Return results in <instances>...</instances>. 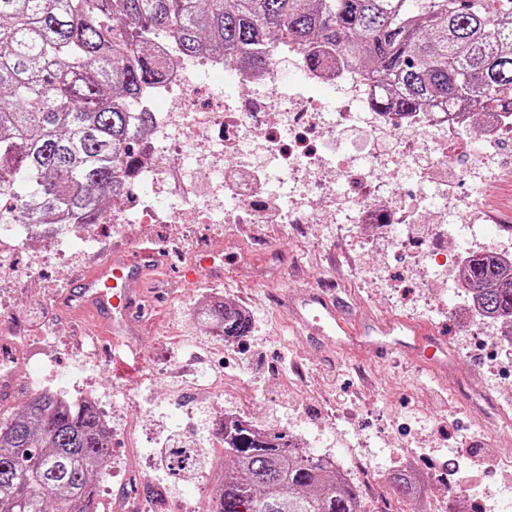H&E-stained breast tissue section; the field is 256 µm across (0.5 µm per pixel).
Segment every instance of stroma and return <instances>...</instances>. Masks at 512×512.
<instances>
[{"label": "stroma", "mask_w": 512, "mask_h": 512, "mask_svg": "<svg viewBox=\"0 0 512 512\" xmlns=\"http://www.w3.org/2000/svg\"><path fill=\"white\" fill-rule=\"evenodd\" d=\"M495 223L481 224V239L512 225V170L490 190ZM381 229L372 250L333 224H121L78 225L52 239L19 236L0 223L11 244L0 259V342L21 346L22 369L0 414L18 412L36 391L70 398L92 393L111 417L110 465L98 474L99 512H116L128 463H137L162 497L147 495L143 512H180L204 499V475L217 460L214 431L232 409L284 432L315 453L340 460L365 508L387 500L391 512H416L391 498L392 470L413 463L430 478V512H512V471L479 430L482 395L512 404V376L491 358L464 350L472 331L500 341L495 327H477L465 293L449 295L410 254L393 249ZM160 260L147 273L138 300L140 324L128 341L137 359L98 352L89 334L94 317L64 305L68 288L101 263L137 247ZM204 251L223 258L220 278L186 287L178 270ZM335 291L357 318L404 317L433 325L454 359L446 383L433 381L414 360L357 350L339 352L292 327L283 296L292 290ZM220 300L242 310L251 330L227 342L195 317ZM223 378L224 389L206 392ZM191 442L198 467L171 478L161 449ZM363 457L365 467L354 464ZM467 498L448 496L446 482Z\"/></svg>", "instance_id": "35a3bbf8"}]
</instances>
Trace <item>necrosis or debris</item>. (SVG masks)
Masks as SVG:
<instances>
[{
	"mask_svg": "<svg viewBox=\"0 0 512 512\" xmlns=\"http://www.w3.org/2000/svg\"><path fill=\"white\" fill-rule=\"evenodd\" d=\"M164 93L144 109L158 121L140 135L137 180L143 193L128 204V187L112 193L115 224H337L379 230L393 225L394 243H414L415 224H453L455 250L474 225L490 219L479 191L502 174L512 144V117L480 113L481 140L470 139V114L446 107L397 114L379 109L377 86L325 52L319 65L301 50L275 56L273 70L229 65L217 53L191 58L156 42ZM299 78L283 83L280 69ZM233 89L215 94L214 75ZM188 152L190 164L164 163ZM466 160L452 169L450 154ZM207 179L193 180L194 172ZM474 192L458 191L459 182Z\"/></svg>",
	"mask_w": 512,
	"mask_h": 512,
	"instance_id": "4bbe7bcc",
	"label": "necrosis or debris"
}]
</instances>
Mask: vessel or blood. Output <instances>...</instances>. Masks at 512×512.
Instances as JSON below:
<instances>
[{"label":"vessel or blood","mask_w":512,"mask_h":512,"mask_svg":"<svg viewBox=\"0 0 512 512\" xmlns=\"http://www.w3.org/2000/svg\"><path fill=\"white\" fill-rule=\"evenodd\" d=\"M154 259L150 249H135L132 257L98 266L69 289L68 308L90 314L107 325L101 341L128 333L134 326L139 292ZM221 271L213 258L202 257L184 267L182 276L194 285ZM293 321L309 335L321 337L340 349H364L387 356L400 353L419 361L433 378L448 375L453 360L446 343L428 324L407 318L369 319L359 322L346 316L335 298L313 289L299 290L285 298Z\"/></svg>","instance_id":"obj_1"}]
</instances>
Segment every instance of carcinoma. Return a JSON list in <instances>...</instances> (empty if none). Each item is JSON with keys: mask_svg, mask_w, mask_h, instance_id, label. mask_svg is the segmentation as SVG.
I'll return each instance as SVG.
<instances>
[{"mask_svg": "<svg viewBox=\"0 0 512 512\" xmlns=\"http://www.w3.org/2000/svg\"><path fill=\"white\" fill-rule=\"evenodd\" d=\"M185 57L218 49L234 66L264 68L274 38L319 64L334 46L386 88L399 112L461 104L512 115V0H0V220L58 234L56 215L95 224L113 187L134 168L132 112L164 81L152 41ZM482 317L512 324V273L492 256L468 263ZM219 335L251 323L223 304L199 309ZM224 482L208 512H361L359 495L329 457L283 433L223 423ZM97 410L51 391L0 421V512H98L93 473L110 463ZM167 459L185 470L189 447ZM391 493L418 498L410 471Z\"/></svg>", "mask_w": 512, "mask_h": 512, "instance_id": "1", "label": "carcinoma"}]
</instances>
